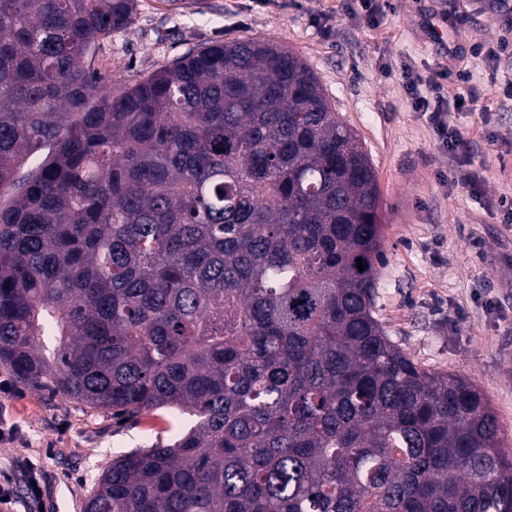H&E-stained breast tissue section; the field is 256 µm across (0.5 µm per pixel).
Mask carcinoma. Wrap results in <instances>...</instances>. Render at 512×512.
Masks as SVG:
<instances>
[{"instance_id":"cac0c4a2","label":"carcinoma","mask_w":512,"mask_h":512,"mask_svg":"<svg viewBox=\"0 0 512 512\" xmlns=\"http://www.w3.org/2000/svg\"><path fill=\"white\" fill-rule=\"evenodd\" d=\"M136 8L0 0V363L195 418L84 512H512L486 396L374 316L377 175L316 75L244 38L111 83Z\"/></svg>"}]
</instances>
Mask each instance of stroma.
Returning a JSON list of instances; mask_svg holds the SVG:
<instances>
[{"mask_svg":"<svg viewBox=\"0 0 512 512\" xmlns=\"http://www.w3.org/2000/svg\"><path fill=\"white\" fill-rule=\"evenodd\" d=\"M240 38L298 54L357 133L381 196L374 315L418 365L478 385L512 446V220L500 209L512 197V104L501 101L512 0H381L372 20L360 0H137L133 25L102 41L95 65L132 84L187 49ZM440 71L449 93L479 94L453 116L481 176L472 192L453 185L450 157L413 108L409 74ZM192 423L165 410L119 421L0 364V429L11 434L0 440V512H83L113 459Z\"/></svg>","mask_w":512,"mask_h":512,"instance_id":"stroma-1","label":"stroma"}]
</instances>
